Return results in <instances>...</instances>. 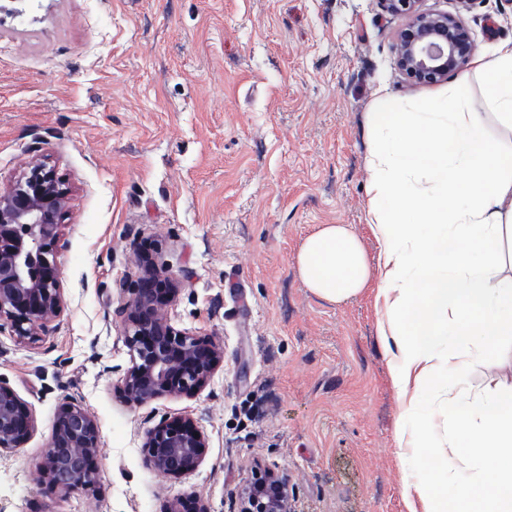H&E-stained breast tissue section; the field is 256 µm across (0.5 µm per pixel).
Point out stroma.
I'll use <instances>...</instances> for the list:
<instances>
[{
  "instance_id": "1",
  "label": "stroma",
  "mask_w": 512,
  "mask_h": 512,
  "mask_svg": "<svg viewBox=\"0 0 512 512\" xmlns=\"http://www.w3.org/2000/svg\"><path fill=\"white\" fill-rule=\"evenodd\" d=\"M402 18L378 0H19L0 11V190L32 153L73 189L55 252L66 300L38 340L0 334V379L35 433L0 452V512H169L197 497L238 512L255 463L287 476L294 512H405L394 431L400 407L372 291L334 304L304 286L299 248L347 224L368 253V117L378 96L417 107L434 87L395 66ZM478 56L512 42V6L473 0ZM147 250L180 288L174 327L210 335L224 366L201 391L143 406L122 397V309ZM512 385V336L468 375L470 393ZM95 417L99 483L61 495L36 477L55 412ZM190 415L199 467H147L145 435Z\"/></svg>"
}]
</instances>
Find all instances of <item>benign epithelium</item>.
Here are the masks:
<instances>
[{"label": "benign epithelium", "instance_id": "7a95c632", "mask_svg": "<svg viewBox=\"0 0 512 512\" xmlns=\"http://www.w3.org/2000/svg\"><path fill=\"white\" fill-rule=\"evenodd\" d=\"M423 0H379L386 13L403 18L393 49L397 68L410 82L435 86L468 65L476 52L464 14L472 0H455L453 12L427 10ZM72 190L55 166L33 157L23 174L0 190V330L20 339L47 334L65 308L54 255L62 237ZM143 275L129 288L124 336L131 366L119 391L144 405L205 387L224 364V348L212 337L175 329L163 310L178 292L172 277L140 256ZM36 419L28 404L0 380V450H14L33 435ZM145 462L163 475H181L203 461L207 440L189 416L163 417L148 431ZM97 423L78 402L57 408L51 440L37 471L64 495L92 490L98 481ZM287 480L257 466L247 480L239 512H292Z\"/></svg>", "mask_w": 512, "mask_h": 512}]
</instances>
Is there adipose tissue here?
<instances>
[{
  "mask_svg": "<svg viewBox=\"0 0 512 512\" xmlns=\"http://www.w3.org/2000/svg\"><path fill=\"white\" fill-rule=\"evenodd\" d=\"M476 71L487 110L512 129V45L478 60ZM369 122L382 137L368 158L377 253L368 256L347 225L326 224L304 240L298 275L331 303L374 290L403 414L436 388L458 394L447 450L405 425L395 431L398 457L418 456L432 470L425 482L404 476L406 512H512V388L461 394L481 351L512 335V278L498 249L512 225V141L489 138L462 83L416 112L377 100ZM463 469L471 472L464 485L456 480ZM487 471L493 482H484Z\"/></svg>",
  "mask_w": 512,
  "mask_h": 512,
  "instance_id": "ef3b65f1",
  "label": "adipose tissue"
}]
</instances>
